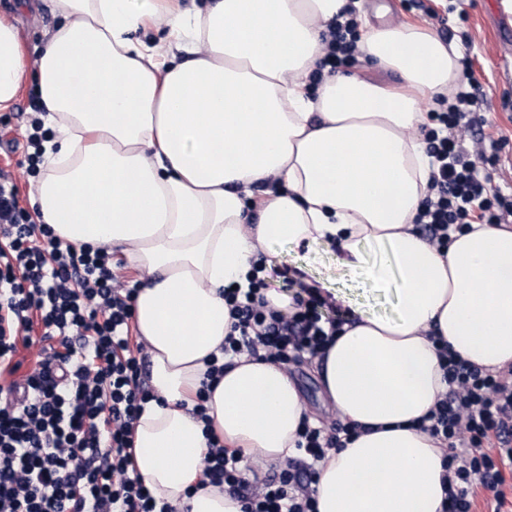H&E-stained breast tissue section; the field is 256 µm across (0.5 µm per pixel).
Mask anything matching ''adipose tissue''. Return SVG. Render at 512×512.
Segmentation results:
<instances>
[{
    "label": "adipose tissue",
    "mask_w": 512,
    "mask_h": 512,
    "mask_svg": "<svg viewBox=\"0 0 512 512\" xmlns=\"http://www.w3.org/2000/svg\"><path fill=\"white\" fill-rule=\"evenodd\" d=\"M46 6L62 22L32 64L0 15V112L35 80L51 135L32 205L70 242L121 249L139 274L134 325L158 399L136 426L137 475L179 510L241 512L200 485L206 428L252 473L295 456L310 411L288 365L233 357L208 422L188 404L229 332L225 287L248 288L258 256L278 266L272 244L334 246L395 308L353 307L312 363L337 417L368 428L319 463L317 512H441L448 448L414 427L448 388L431 337L473 363L512 364V226L477 225L444 252L415 230L430 174L422 104L458 80L456 45L364 22V61L398 73L401 90L335 73L313 93L327 22L363 0Z\"/></svg>",
    "instance_id": "obj_1"
}]
</instances>
